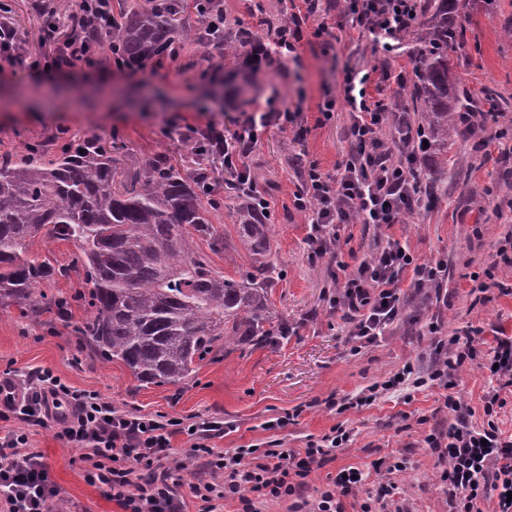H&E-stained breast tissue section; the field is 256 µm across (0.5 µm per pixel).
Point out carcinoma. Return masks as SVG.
Wrapping results in <instances>:
<instances>
[{
    "mask_svg": "<svg viewBox=\"0 0 512 512\" xmlns=\"http://www.w3.org/2000/svg\"><path fill=\"white\" fill-rule=\"evenodd\" d=\"M449 0H425L417 27L420 47L414 80L397 107L417 115V131L432 154L469 140L478 128L467 116L479 111L453 72L449 52L464 40L466 27L448 20ZM222 0H201L196 20L182 19L181 0H115L112 31L99 52L126 67L178 59L207 43L224 44L220 67L257 50L256 33L237 19L224 18L214 30L210 14ZM260 23L288 28L284 6L276 12L253 0ZM489 120L498 121L495 90L485 91ZM203 167L173 164L165 153L130 171L96 137L61 142L56 134L0 156V309L16 305L21 315L56 311L69 317L71 303L91 313L77 327L98 356L119 360L139 384L177 385L224 342V353L239 346H263L288 335V323L271 311L269 288L275 267L269 260V212L238 196L237 236L251 257V270L234 279L216 273L191 253L188 239L208 240L225 249L214 225L217 204L204 186ZM440 184L428 169L418 170L413 193L430 206ZM74 243L80 251L88 291L69 298L48 296L38 286L56 274L49 262L28 254L39 235Z\"/></svg>",
    "mask_w": 512,
    "mask_h": 512,
    "instance_id": "1",
    "label": "carcinoma"
}]
</instances>
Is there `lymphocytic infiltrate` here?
Segmentation results:
<instances>
[{
	"mask_svg": "<svg viewBox=\"0 0 512 512\" xmlns=\"http://www.w3.org/2000/svg\"><path fill=\"white\" fill-rule=\"evenodd\" d=\"M421 0H343L342 16L350 42L386 44L410 29ZM390 78L388 71L372 73L361 65L344 67V99L349 107L348 147L335 174L310 166L295 192L298 209H311L309 240L314 256L321 257L336 244L340 224L387 226L403 223L410 211L413 183L402 149L419 153L421 139L401 147L387 129L409 126L408 114L391 111L383 101L367 95L372 77ZM298 113L263 107L260 116H248L234 141H227L223 125L185 126L182 136L199 145H211L224 159L234 178L247 176L244 159L260 134L271 124L295 123ZM439 267L418 263L405 244L390 238L374 248L338 280L334 303L347 314L355 342L366 344L400 315L401 281L410 276L411 287L435 281ZM429 332L437 354L434 367L421 373L406 363L393 378L366 386L349 401L357 408L372 404L380 393L406 383L420 387L433 381L446 389L443 406L453 421L447 430L427 434L424 442L437 456L440 480L448 488L450 512H512V437L502 436L495 419L512 388V337L497 340L484 363L496 387L482 399L486 422H470L472 410L455 393L456 373L480 354L473 340L442 338L437 326ZM21 427L0 436V512H52L60 490L52 482L42 452L30 448L25 426L54 423L57 435L83 449L91 469L87 479L100 485L122 512H186L187 498L201 503L199 512H220V502L237 501L238 512H260V504L284 501L288 512H345V501L355 496L361 482L357 468L335 476L315 498L306 494L307 478L331 449L350 439L342 426L331 427L320 441L305 448H285L281 440L242 445L222 452L211 441L223 436L224 422L215 417L146 415L106 401L94 391L74 390L46 369L30 370L23 384L11 376L0 378V421ZM186 436L190 448L183 457L172 452L175 436Z\"/></svg>",
	"mask_w": 512,
	"mask_h": 512,
	"instance_id": "1",
	"label": "lymphocytic infiltrate"
}]
</instances>
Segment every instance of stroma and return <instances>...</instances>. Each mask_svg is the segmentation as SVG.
<instances>
[{"label":"stroma","mask_w":512,"mask_h":512,"mask_svg":"<svg viewBox=\"0 0 512 512\" xmlns=\"http://www.w3.org/2000/svg\"><path fill=\"white\" fill-rule=\"evenodd\" d=\"M465 19V40L452 55L463 83L475 95L489 86L512 98V0H466ZM348 53L338 0H322L321 10L303 24L296 50L278 75H270L266 56L239 59L238 71L254 74L256 85L234 99L225 98L224 76L209 70L200 48L155 71L127 73L122 80L115 79L113 65L105 63L93 69L33 73L0 61V86L17 94L9 107H0V152L59 131L99 138L129 166L157 153L187 165L191 156L177 134L186 124L212 119L223 123L230 137L250 115L251 100L262 103L275 96L303 109L301 121L284 128L270 126L247 158L252 176L271 203L272 260L279 276L270 301L276 314L288 321L286 340L264 348L245 346L227 355L213 352L184 384L145 387L123 364L103 363L79 336L75 326L87 315L81 304L73 305L69 320L46 312L37 324L13 306L0 310V372L21 376L40 367L76 389L98 392L115 405L145 414L224 419L234 430L213 439L219 449L261 444L273 437L282 439L285 448H302L340 424L350 431L351 440L312 471L309 494L350 466L364 474L356 498L366 500L379 487L375 461L403 456L409 467L396 477L395 502L408 512H449L437 459L423 443L432 429L451 421L442 409V387L428 384L389 393L372 405L342 413L328 408L326 400L356 396L408 362L429 368L434 360L429 324L460 337L480 329V340L488 348L495 346L497 337L512 336V294L503 292L512 286V266L493 265L499 238L512 228V184L497 186L490 161L459 183H449L451 160L474 151L473 143L455 144L447 159L429 160L448 183L432 207L414 213L405 223L380 229L341 226L335 252L313 256L310 226L293 204L294 193L310 164L332 174L343 158L349 124L343 93ZM328 98L335 99V112L322 122L318 106ZM207 167L218 184L215 197L220 206L214 222L227 247L215 253L197 237L189 246L207 256L215 272L234 278L250 265L236 233L237 200L227 187L223 159H209ZM490 184L497 190L488 198L483 189ZM379 237L405 242L417 261H439L445 270L440 287L402 288L401 318L357 352L349 336L351 324L334 306V275L339 263L355 264ZM29 251L59 271L54 280L41 284V291L72 295L83 290L84 272L73 243L39 237ZM489 268L495 271L497 285L488 290L487 301H476L471 277ZM458 379V392L473 410L472 423L483 425L488 372L475 360L459 369ZM291 412L295 421L266 430L267 421ZM26 432L30 447L43 453L69 512H121L101 488L88 482L81 449L57 438L54 425L30 426Z\"/></svg>","instance_id":"stroma-1"}]
</instances>
